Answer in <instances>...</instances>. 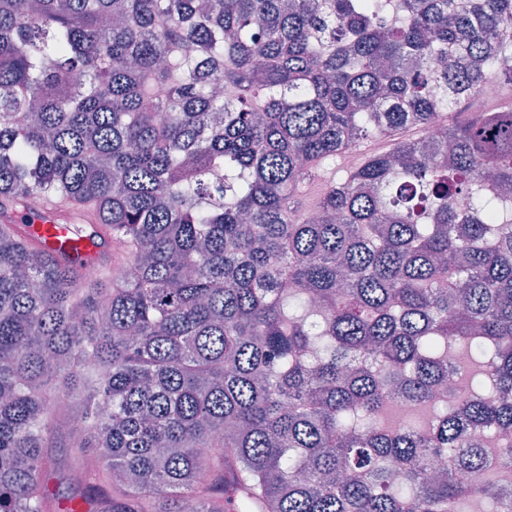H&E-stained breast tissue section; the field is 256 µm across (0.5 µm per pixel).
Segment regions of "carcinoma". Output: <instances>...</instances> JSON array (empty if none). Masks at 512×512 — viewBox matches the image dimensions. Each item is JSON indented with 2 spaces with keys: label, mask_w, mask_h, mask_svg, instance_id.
Here are the masks:
<instances>
[{
  "label": "carcinoma",
  "mask_w": 512,
  "mask_h": 512,
  "mask_svg": "<svg viewBox=\"0 0 512 512\" xmlns=\"http://www.w3.org/2000/svg\"><path fill=\"white\" fill-rule=\"evenodd\" d=\"M507 29L512 0H0V512H512V106L446 116L512 85ZM32 197L109 243L94 276Z\"/></svg>",
  "instance_id": "carcinoma-1"
}]
</instances>
